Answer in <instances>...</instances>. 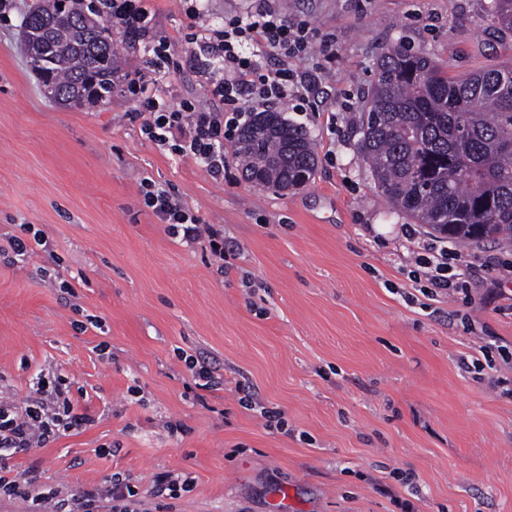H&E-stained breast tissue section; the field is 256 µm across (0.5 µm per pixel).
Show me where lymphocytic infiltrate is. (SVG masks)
<instances>
[{"label": "lymphocytic infiltrate", "mask_w": 512, "mask_h": 512, "mask_svg": "<svg viewBox=\"0 0 512 512\" xmlns=\"http://www.w3.org/2000/svg\"><path fill=\"white\" fill-rule=\"evenodd\" d=\"M148 0H106L107 17L124 35L148 43L157 67L173 62L171 44L157 35ZM190 20L185 36L188 45L206 51L200 73L208 92L224 105L220 112H199L188 103L172 108L159 100L145 77L128 79L136 116L142 117L143 131L162 145H171L181 156H190L213 178H223L229 168L224 142L247 122L251 112L274 101L311 93L320 71L294 70L289 62L307 56L320 47L325 59L336 50L331 41L320 38L307 21L291 20L280 12L275 0H262L255 10L225 19L213 26L204 21L197 0H184ZM270 65H262L264 57ZM144 205L171 230L182 231L186 240L207 237L216 256H223L220 232L205 228L200 218L171 191L151 182L142 185ZM416 277L429 285L428 296L457 291L453 252L434 241H421L412 249ZM35 394L23 404H0V498L22 503L25 512H100L98 491L76 498H57L53 488L38 486L13 474L10 460L15 455L43 447L51 439L79 425L74 412L69 380L42 376L34 381Z\"/></svg>", "instance_id": "f902f5d3"}]
</instances>
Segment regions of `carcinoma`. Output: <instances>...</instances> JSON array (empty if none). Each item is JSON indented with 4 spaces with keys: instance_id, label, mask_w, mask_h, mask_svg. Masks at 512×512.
Wrapping results in <instances>:
<instances>
[{
    "instance_id": "cac0c4a2",
    "label": "carcinoma",
    "mask_w": 512,
    "mask_h": 512,
    "mask_svg": "<svg viewBox=\"0 0 512 512\" xmlns=\"http://www.w3.org/2000/svg\"><path fill=\"white\" fill-rule=\"evenodd\" d=\"M491 17L512 31V0ZM22 30L45 95L66 107L103 102L118 78L112 30L84 0H37ZM236 146L248 182L278 190L307 184L316 154L307 131L279 112H256ZM357 149L392 208L463 243L512 242V57L464 79L423 52L388 48L364 100Z\"/></svg>"
}]
</instances>
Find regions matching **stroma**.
I'll return each instance as SVG.
<instances>
[{"mask_svg": "<svg viewBox=\"0 0 512 512\" xmlns=\"http://www.w3.org/2000/svg\"><path fill=\"white\" fill-rule=\"evenodd\" d=\"M35 2L14 0L0 21V244L23 224L42 238L24 258L0 251V402L30 395L36 372L64 376L90 421L17 455L14 472L67 498L116 477L149 499L158 476L192 478L172 512H275L281 499L286 512H512V247L453 243L471 262L467 289L427 300L405 231L428 230L390 209L357 151L387 47L456 78L512 55L491 0H277L336 46L309 103L270 105L317 155L286 192L235 162L214 179L158 145L122 89L99 106L50 103L22 45ZM149 5L175 64L157 71L144 41L118 32L122 74L222 111L186 50L181 0ZM146 178L234 256L159 223ZM189 357L218 385L196 386ZM245 384L286 430L240 405Z\"/></svg>", "mask_w": 512, "mask_h": 512, "instance_id": "1", "label": "stroma"}]
</instances>
